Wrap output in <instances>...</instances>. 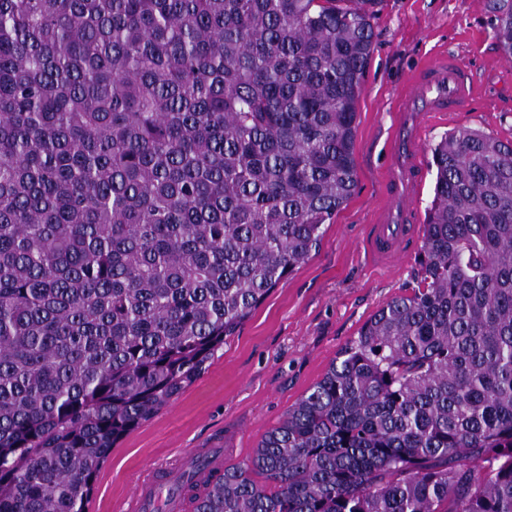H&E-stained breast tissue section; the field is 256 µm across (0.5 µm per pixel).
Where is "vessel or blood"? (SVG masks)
Returning a JSON list of instances; mask_svg holds the SVG:
<instances>
[{
	"label": "vessel or blood",
	"mask_w": 512,
	"mask_h": 512,
	"mask_svg": "<svg viewBox=\"0 0 512 512\" xmlns=\"http://www.w3.org/2000/svg\"><path fill=\"white\" fill-rule=\"evenodd\" d=\"M474 82L458 62L443 58L427 64L403 96L395 115L390 141V204L366 239L369 255L390 264L410 252L418 236L412 224L413 200L422 179V135L437 116L462 110L473 93ZM170 479L164 467H153L137 485L131 512H152L156 490Z\"/></svg>",
	"instance_id": "b4317fda"
}]
</instances>
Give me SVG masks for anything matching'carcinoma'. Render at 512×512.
Here are the masks:
<instances>
[{
    "label": "carcinoma",
    "instance_id": "1",
    "mask_svg": "<svg viewBox=\"0 0 512 512\" xmlns=\"http://www.w3.org/2000/svg\"><path fill=\"white\" fill-rule=\"evenodd\" d=\"M382 2L0 0V512H87L319 247ZM431 152L417 287L195 512H512V141Z\"/></svg>",
    "mask_w": 512,
    "mask_h": 512
}]
</instances>
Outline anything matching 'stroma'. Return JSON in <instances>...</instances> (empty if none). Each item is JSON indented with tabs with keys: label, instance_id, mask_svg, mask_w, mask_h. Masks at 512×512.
Instances as JSON below:
<instances>
[{
	"label": "stroma",
	"instance_id": "35a3bbf8",
	"mask_svg": "<svg viewBox=\"0 0 512 512\" xmlns=\"http://www.w3.org/2000/svg\"><path fill=\"white\" fill-rule=\"evenodd\" d=\"M372 25L358 101L354 195L324 225L318 250L225 339L200 378L117 443L98 474L89 512H126L147 467H177L195 448L223 449L228 465L246 460L363 324L416 287V258L393 270L378 267L363 237L384 202L392 114L424 63L455 57L478 91L466 111L438 118L423 133L417 225H424L433 197L431 147L443 134L468 127L512 141V62L499 50L484 0H384Z\"/></svg>",
	"mask_w": 512,
	"mask_h": 512
}]
</instances>
